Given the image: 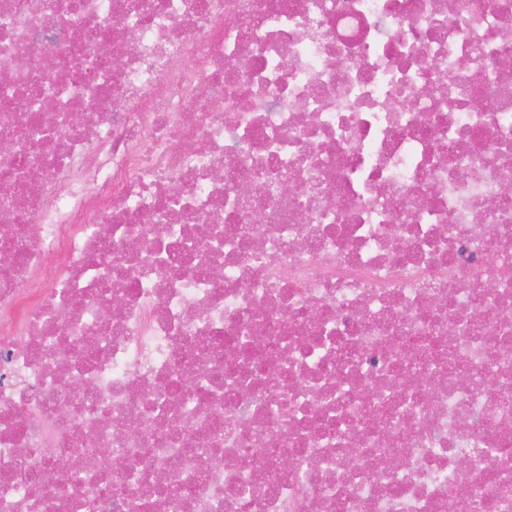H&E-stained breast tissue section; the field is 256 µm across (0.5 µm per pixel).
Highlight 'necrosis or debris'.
Returning a JSON list of instances; mask_svg holds the SVG:
<instances>
[{
  "label": "necrosis or debris",
  "mask_w": 512,
  "mask_h": 512,
  "mask_svg": "<svg viewBox=\"0 0 512 512\" xmlns=\"http://www.w3.org/2000/svg\"><path fill=\"white\" fill-rule=\"evenodd\" d=\"M510 60L512 0H0V512H512Z\"/></svg>",
  "instance_id": "obj_1"
}]
</instances>
